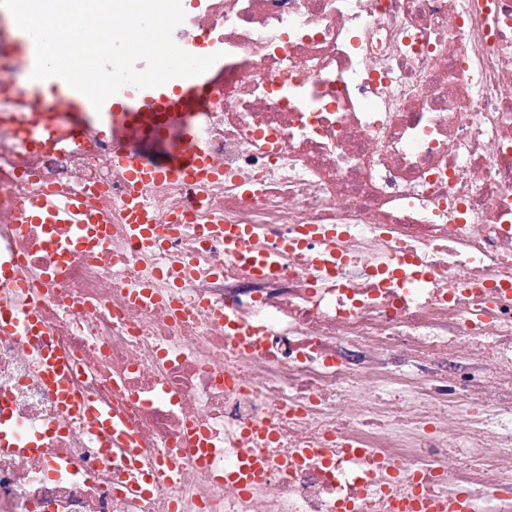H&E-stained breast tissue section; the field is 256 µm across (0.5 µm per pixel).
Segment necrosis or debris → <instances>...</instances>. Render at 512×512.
Here are the masks:
<instances>
[{
	"label": "necrosis or debris",
	"mask_w": 512,
	"mask_h": 512,
	"mask_svg": "<svg viewBox=\"0 0 512 512\" xmlns=\"http://www.w3.org/2000/svg\"><path fill=\"white\" fill-rule=\"evenodd\" d=\"M173 36L223 53L187 117L223 177L141 194L155 223L181 213L201 234L152 251L126 237L137 144L29 148L0 120V261L30 282L0 279V303L41 323L0 335V512H394L417 495L456 512L460 492L512 512V0H191ZM49 190L90 196L111 255L27 223ZM214 224L298 245L262 277ZM315 227L336 234L327 275ZM401 265L430 282L403 287ZM143 284L152 302L132 303ZM51 352L138 454L107 449L94 413H63ZM453 353L460 374L415 368ZM258 423L272 469L244 493L232 475Z\"/></svg>",
	"instance_id": "4bbe7bcc"
}]
</instances>
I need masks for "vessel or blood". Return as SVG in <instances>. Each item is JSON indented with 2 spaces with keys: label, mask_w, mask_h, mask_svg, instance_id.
<instances>
[{
  "label": "vessel or blood",
  "mask_w": 512,
  "mask_h": 512,
  "mask_svg": "<svg viewBox=\"0 0 512 512\" xmlns=\"http://www.w3.org/2000/svg\"><path fill=\"white\" fill-rule=\"evenodd\" d=\"M207 85L206 76L182 77L177 83L142 89L139 96L130 98L116 93L104 101L101 108H94L81 92L71 88L63 79L52 77L45 80H28L25 85L12 91L9 104L16 128L28 147L34 148L44 141L56 138L59 127L70 130L72 140L93 133L107 138L113 126H120L126 136L144 140L162 137L171 128H179L180 142L169 151L166 158L148 164L138 160L127 163L129 192L126 209L133 230V237L141 244L155 242L158 225L152 224L149 213L143 208L138 189L145 183L163 178H180L195 182L211 174L201 150L196 145V131L184 118L192 110ZM55 88L59 108L47 106L44 88ZM27 218L34 224L64 223L73 228V238L87 246L103 245L109 230L99 224L85 197L80 195L61 197L49 192L32 202ZM250 236L244 224H231L224 228V245L227 251L243 259L249 268L259 272L271 271L273 256L261 252L244 251L243 245ZM25 331L33 335L39 332L40 322L33 312L18 314L9 307L0 308V334ZM104 426L112 435L113 446L130 448L134 436L126 424L110 416H103ZM255 446L244 454L242 463L233 475L238 489H253L265 477L268 460L261 454V446L274 439L266 426H253L249 432Z\"/></svg>",
  "instance_id": "b4317fda"
}]
</instances>
